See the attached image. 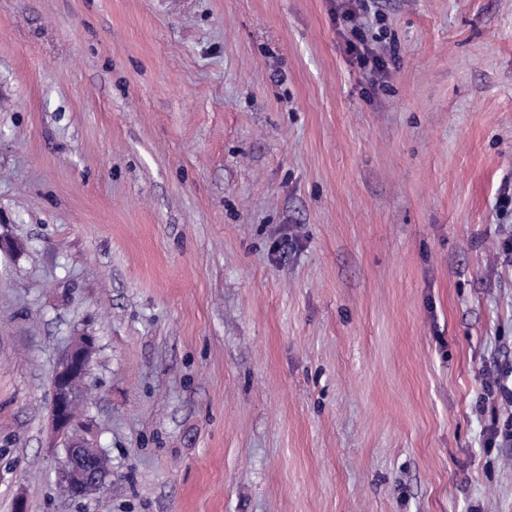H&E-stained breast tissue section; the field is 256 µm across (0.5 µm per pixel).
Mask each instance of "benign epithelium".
I'll return each instance as SVG.
<instances>
[{
	"label": "benign epithelium",
	"instance_id": "1",
	"mask_svg": "<svg viewBox=\"0 0 512 512\" xmlns=\"http://www.w3.org/2000/svg\"><path fill=\"white\" fill-rule=\"evenodd\" d=\"M95 337L84 335L71 342L60 354L52 381L51 426L63 449L62 490L71 498H86L101 484L109 471L105 454L89 440L77 417L72 415L73 395L91 367Z\"/></svg>",
	"mask_w": 512,
	"mask_h": 512
}]
</instances>
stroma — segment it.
Returning <instances> with one entry per match:
<instances>
[{
    "instance_id": "obj_1",
    "label": "stroma",
    "mask_w": 512,
    "mask_h": 512,
    "mask_svg": "<svg viewBox=\"0 0 512 512\" xmlns=\"http://www.w3.org/2000/svg\"><path fill=\"white\" fill-rule=\"evenodd\" d=\"M344 5L0 0V512H512V0ZM357 18L358 16L352 7L347 8L343 13V19L350 27L352 35L357 40V43L349 40V51L354 54L364 66L371 63L372 70L374 72H380L383 68V61L380 57L374 54V48L369 47L366 44L365 39L358 32V26L355 24ZM94 348L95 337L88 334L72 341L60 354L52 381L51 426L64 454L62 490L71 498L91 496L103 482L101 475L110 473L105 454L85 436L71 412L73 395L89 373Z\"/></svg>"
}]
</instances>
